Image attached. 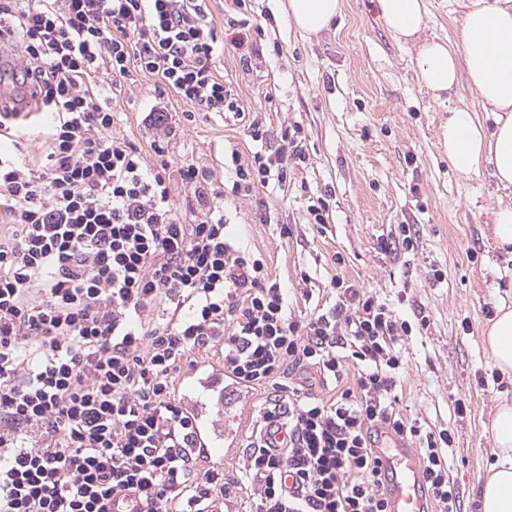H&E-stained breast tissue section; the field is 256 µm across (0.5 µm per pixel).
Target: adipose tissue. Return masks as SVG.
<instances>
[{
  "label": "adipose tissue",
  "mask_w": 512,
  "mask_h": 512,
  "mask_svg": "<svg viewBox=\"0 0 512 512\" xmlns=\"http://www.w3.org/2000/svg\"><path fill=\"white\" fill-rule=\"evenodd\" d=\"M380 19L399 43L417 48V78L435 99L460 80L489 112L490 123L453 108L438 139L455 171L469 176L490 164L502 188H512V0H463L456 42L426 34L424 0H375ZM288 15L306 37L327 31L342 0H288ZM494 365L512 379V305L499 303L482 332ZM495 461L479 491V512H512V400L501 399L490 422Z\"/></svg>",
  "instance_id": "obj_1"
}]
</instances>
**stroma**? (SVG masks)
Segmentation results:
<instances>
[{
    "mask_svg": "<svg viewBox=\"0 0 512 512\" xmlns=\"http://www.w3.org/2000/svg\"><path fill=\"white\" fill-rule=\"evenodd\" d=\"M208 19L224 53L217 63L250 116L263 121L268 146L300 130L306 160L289 164L285 182L233 193L224 159L249 155L246 123L227 113L198 111L172 95H158L152 76L136 73L121 88L101 84L118 114L114 128L155 162V135L144 112H169L176 128L163 143L175 162H197L223 182L224 222L260 253L293 316L324 313L344 279L376 292L404 318L422 313L423 336L404 337L399 409L432 429L452 428L449 476L462 512H478L477 492L494 461L489 431L493 407L512 398V382L493 366L482 330L499 302L512 303V257L493 248L491 213L512 204V189L497 188L490 168L465 178L450 165L437 131L452 108L478 119L487 114L467 84L439 102L416 80V58L378 17L374 0H343L330 31L308 40L288 17L287 0H208ZM252 17L253 53L242 58L228 22ZM330 192L324 223H312L310 198ZM417 246H398L401 225ZM289 235H281V227ZM394 242L384 252L380 241ZM467 412L456 413V401Z\"/></svg>",
    "mask_w": 512,
    "mask_h": 512,
    "instance_id": "1",
    "label": "stroma"
}]
</instances>
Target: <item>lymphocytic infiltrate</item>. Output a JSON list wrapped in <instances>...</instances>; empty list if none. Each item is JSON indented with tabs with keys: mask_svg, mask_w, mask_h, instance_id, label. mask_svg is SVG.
<instances>
[{
	"mask_svg": "<svg viewBox=\"0 0 512 512\" xmlns=\"http://www.w3.org/2000/svg\"><path fill=\"white\" fill-rule=\"evenodd\" d=\"M206 0H0L7 72L50 113L40 167L13 113H0V512H111L132 491L141 512H210L246 492L254 512H387L372 448L379 427L418 443L438 512H460L444 456L451 429H424L397 404L400 337L429 326L401 318L376 293L336 280L331 310L293 317L263 259L229 237L223 193L193 162L157 165L113 133L97 76L141 72L199 111L242 114L219 77ZM232 152L235 193L286 181L296 139ZM198 220L171 199L169 168ZM220 364L264 391V420L288 446L251 445L227 474L198 463L178 384ZM354 386L323 399L298 370ZM295 490H288L287 479Z\"/></svg>",
	"mask_w": 512,
	"mask_h": 512,
	"instance_id": "obj_1",
	"label": "lymphocytic infiltrate"
}]
</instances>
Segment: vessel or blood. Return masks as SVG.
Instances as JSON below:
<instances>
[{"mask_svg": "<svg viewBox=\"0 0 512 512\" xmlns=\"http://www.w3.org/2000/svg\"><path fill=\"white\" fill-rule=\"evenodd\" d=\"M179 392L193 417V451L200 461L211 462L212 453L219 446L228 455L240 451L237 425L247 418L249 398L222 368L190 371ZM373 451L380 461L388 512H433L419 451L390 433L381 435Z\"/></svg>", "mask_w": 512, "mask_h": 512, "instance_id": "b4317fda", "label": "vessel or blood"}]
</instances>
